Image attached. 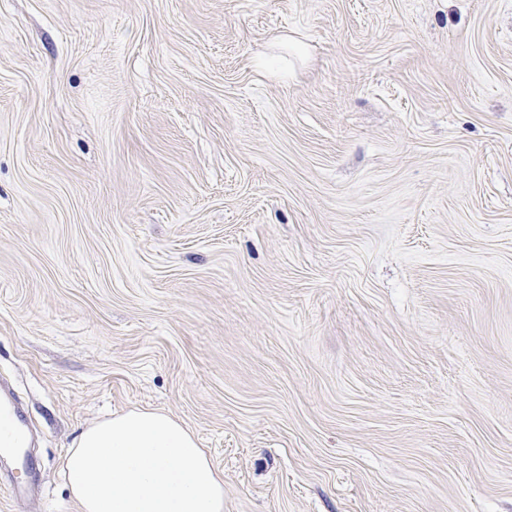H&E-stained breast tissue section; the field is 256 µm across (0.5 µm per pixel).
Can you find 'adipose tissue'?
I'll return each mask as SVG.
<instances>
[{
    "mask_svg": "<svg viewBox=\"0 0 512 512\" xmlns=\"http://www.w3.org/2000/svg\"><path fill=\"white\" fill-rule=\"evenodd\" d=\"M81 512H224V477L196 435L132 409L81 432L64 461Z\"/></svg>",
    "mask_w": 512,
    "mask_h": 512,
    "instance_id": "adipose-tissue-1",
    "label": "adipose tissue"
}]
</instances>
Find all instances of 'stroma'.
I'll list each match as a JSON object with an SVG mask.
<instances>
[{
  "label": "stroma",
  "mask_w": 512,
  "mask_h": 512,
  "mask_svg": "<svg viewBox=\"0 0 512 512\" xmlns=\"http://www.w3.org/2000/svg\"><path fill=\"white\" fill-rule=\"evenodd\" d=\"M0 376V512L135 408L224 512H512V0H0ZM0 412L12 420L11 435L7 438H0V457L8 455L15 461L20 471L26 475L34 474L37 459L29 451L28 444L20 446L23 441V432L28 439L23 415L15 405L6 400L3 384L0 385Z\"/></svg>",
  "instance_id": "35a3bbf8"
}]
</instances>
